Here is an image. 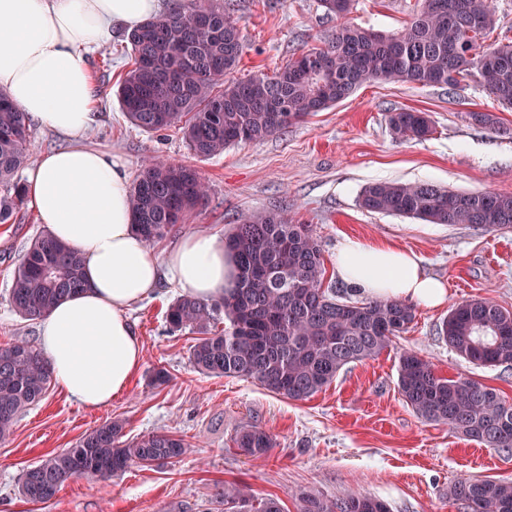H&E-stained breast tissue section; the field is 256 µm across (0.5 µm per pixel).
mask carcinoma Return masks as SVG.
I'll return each mask as SVG.
<instances>
[{
	"label": "carcinoma",
	"mask_w": 512,
	"mask_h": 512,
	"mask_svg": "<svg viewBox=\"0 0 512 512\" xmlns=\"http://www.w3.org/2000/svg\"><path fill=\"white\" fill-rule=\"evenodd\" d=\"M353 0H319L336 29L321 47L301 49L272 74L229 81L244 43L224 0H180L123 36L131 68L116 91L122 110L145 132L177 127L189 150L211 158L237 144L260 142L378 81L448 86L472 76L496 101L512 108V39L485 44L495 29L492 0H417L412 20L382 34L348 19ZM392 134L422 139L432 131L425 112H392ZM30 118L0 92V224L15 223L25 205L16 175L31 155ZM210 186L187 165L156 157L141 165L130 186L137 232L162 238L208 201ZM374 213L431 224L512 229V194L463 192L431 182H375L359 196ZM237 263L235 288L221 301L177 297L166 320L173 331L195 334L189 362L199 373L253 379L290 400H307L351 363L373 359L407 332L415 309L398 300L351 301L324 287L322 251L309 224L284 209L238 216L224 237ZM86 288L76 249L48 233L33 238L14 271L9 303L37 320L65 297ZM224 329L216 330L219 320ZM440 335L460 357L479 366L512 368V312L489 298L451 308ZM52 370L27 342L0 347V439L46 395ZM398 389L422 419L445 423L488 448L512 451V403L470 377L436 374L433 363L409 350L398 357ZM234 447L259 458L277 447L257 425L239 428ZM180 436L149 433L124 439V422L106 421L75 447L45 456L23 470L19 495L31 504L52 501L68 481L109 480L133 466H163L181 458ZM451 495L467 512H512V482L460 478ZM224 512H283L279 499L254 502L242 486L216 494ZM298 512H390L376 498L302 493Z\"/></svg>",
	"instance_id": "cac0c4a2"
}]
</instances>
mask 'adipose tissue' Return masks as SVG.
Instances as JSON below:
<instances>
[{"label":"adipose tissue","mask_w":512,"mask_h":512,"mask_svg":"<svg viewBox=\"0 0 512 512\" xmlns=\"http://www.w3.org/2000/svg\"><path fill=\"white\" fill-rule=\"evenodd\" d=\"M160 0H0V91L69 147L43 154L26 191L48 233L78 250L87 286L40 320V349L59 390L89 409L111 404L143 362L128 311L152 296L163 275L182 293L222 299L234 263L215 233L187 235L157 257L133 224L124 163L85 144L96 120L87 54L158 14ZM336 270L373 299L442 306L445 284L413 252L347 238Z\"/></svg>","instance_id":"adipose-tissue-1"}]
</instances>
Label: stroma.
<instances>
[{"label": "stroma", "instance_id": "1", "mask_svg": "<svg viewBox=\"0 0 512 512\" xmlns=\"http://www.w3.org/2000/svg\"><path fill=\"white\" fill-rule=\"evenodd\" d=\"M233 5L245 44L233 73L237 80L273 73L294 51L323 45L336 25L319 0H233ZM415 7L416 0H354L349 18L391 33L410 21ZM124 32L113 26L106 46L87 57L97 112L88 144L119 157L130 174L161 156L194 167L210 186L208 202L150 243L151 253L163 255L192 233H227L239 214L283 206L312 225L326 281L348 299L361 295L336 272V247L347 237L415 252L424 271L446 283L449 305L479 296L512 311V230L429 224L372 213L358 204L362 189L377 181L512 193V109L499 105L475 78L452 89L366 84L263 141L200 158L177 131L143 132L122 112L116 82L129 67L121 47ZM400 110L428 113L432 134L395 140L387 115ZM476 112L495 113L500 132L475 122ZM22 214L20 223L0 224V347L21 340L39 343L38 321L21 319L8 303L19 260L43 230L33 204H25ZM178 295L166 278L131 310L144 359L111 405L87 409L53 386L0 440V512H206L225 484L246 486L258 499L276 497L284 512H298L296 495L302 491L362 493L385 501L391 512H464L449 493L457 479L512 481L511 452L424 421L398 391V352L408 348L431 360L438 375L472 377L512 401V369L469 364L443 341L439 327L447 308H417L409 332L388 350L349 365L313 397L293 401L251 380L195 371L189 362L192 333L171 331L166 322L167 308ZM157 368L169 374L160 386L152 382ZM110 419L123 420L126 438L165 432L183 437L189 450L172 464L134 466L106 482L70 480L45 504L20 498L24 469L72 447ZM248 424L276 435L277 446L267 456L252 459L234 448L236 430Z\"/></svg>", "mask_w": 512, "mask_h": 512}]
</instances>
